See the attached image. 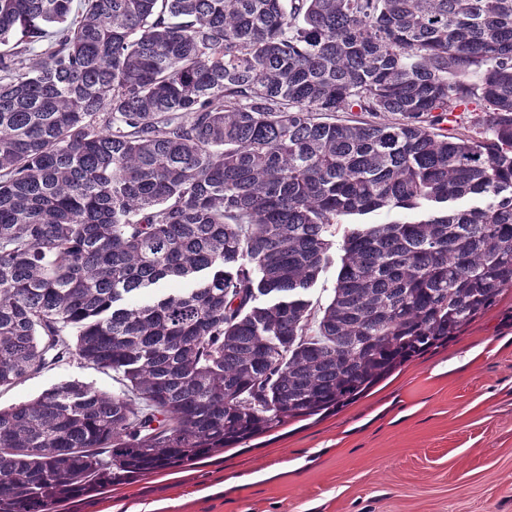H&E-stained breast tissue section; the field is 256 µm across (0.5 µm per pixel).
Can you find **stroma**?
<instances>
[{"label":"stroma","mask_w":512,"mask_h":512,"mask_svg":"<svg viewBox=\"0 0 512 512\" xmlns=\"http://www.w3.org/2000/svg\"><path fill=\"white\" fill-rule=\"evenodd\" d=\"M112 373L74 359L0 391V407ZM512 512V287L447 343L338 410L57 512Z\"/></svg>","instance_id":"1"}]
</instances>
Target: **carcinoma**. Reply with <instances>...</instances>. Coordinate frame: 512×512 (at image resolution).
<instances>
[{
  "label": "carcinoma",
  "instance_id": "obj_1",
  "mask_svg": "<svg viewBox=\"0 0 512 512\" xmlns=\"http://www.w3.org/2000/svg\"><path fill=\"white\" fill-rule=\"evenodd\" d=\"M421 207L310 304L338 218ZM511 286L512 0H0V388L120 384L0 409V512L333 411ZM72 380L91 384L107 392H112L120 386L114 380L112 372H103L74 359L69 363L51 366L31 375L14 387L1 389L0 407L8 408L20 402L32 400L51 386Z\"/></svg>",
  "mask_w": 512,
  "mask_h": 512
}]
</instances>
